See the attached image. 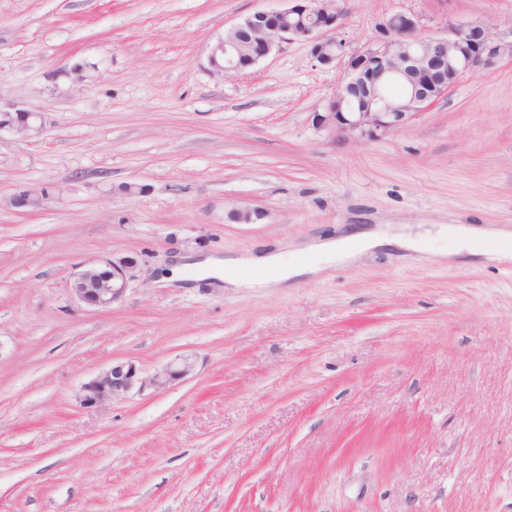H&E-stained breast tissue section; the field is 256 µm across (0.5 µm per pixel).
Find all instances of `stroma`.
Instances as JSON below:
<instances>
[{
	"label": "stroma",
	"instance_id": "1",
	"mask_svg": "<svg viewBox=\"0 0 512 512\" xmlns=\"http://www.w3.org/2000/svg\"><path fill=\"white\" fill-rule=\"evenodd\" d=\"M285 0H0V512H512V263L431 261L435 224L512 226V59L465 74L372 141L312 123L340 68L280 44L223 76L209 46ZM336 35L372 42L397 11L424 34L512 0H344ZM147 186L131 197L125 184ZM42 189V208L10 205ZM263 210L251 224L233 209ZM356 224L403 225L278 287L168 278L199 256L294 250ZM132 255L108 311L78 264ZM192 373L82 408L112 362Z\"/></svg>",
	"mask_w": 512,
	"mask_h": 512
}]
</instances>
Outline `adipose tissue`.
I'll return each mask as SVG.
<instances>
[{
  "instance_id": "1",
  "label": "adipose tissue",
  "mask_w": 512,
  "mask_h": 512,
  "mask_svg": "<svg viewBox=\"0 0 512 512\" xmlns=\"http://www.w3.org/2000/svg\"><path fill=\"white\" fill-rule=\"evenodd\" d=\"M448 238L460 248L474 254L487 255L500 262L512 261V230L505 227H476L468 224L445 226ZM386 239L378 231L365 230L339 240H316L306 246L309 261H301L296 253L247 254L237 258L207 257L193 261V268L202 275L224 278L235 288L249 287L246 279L233 277V270L240 267H259L268 272L265 285L271 286L304 274H317L328 266L356 259L363 252L385 245Z\"/></svg>"
}]
</instances>
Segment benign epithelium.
<instances>
[{"instance_id":"1","label":"benign epithelium","mask_w":512,"mask_h":512,"mask_svg":"<svg viewBox=\"0 0 512 512\" xmlns=\"http://www.w3.org/2000/svg\"><path fill=\"white\" fill-rule=\"evenodd\" d=\"M339 2L288 0L285 8L253 12L229 28L237 39L220 37L210 46L207 60L212 72L238 73L255 66L279 44L307 38L311 55L320 64L343 65L329 100L335 109L314 113L313 123L333 139L363 141L407 124L446 96L465 73L493 64L505 54L512 56V41H504L486 22L452 23L442 37H422L418 17L405 12L394 13L380 24L382 36L373 46L348 54L345 43L331 34L343 13ZM401 76L426 80L428 87L415 84L408 97L395 100L386 88ZM44 200L43 192L28 189L12 197L11 203L35 211ZM137 277L138 261L133 256L85 263L73 273L71 292L78 304L106 310L124 298ZM192 371L188 356L150 375L132 361L117 362L84 383L77 400L84 408L100 407L147 387L166 390Z\"/></svg>"}]
</instances>
